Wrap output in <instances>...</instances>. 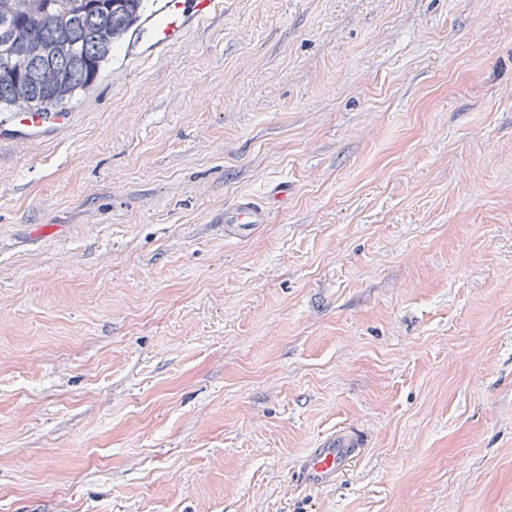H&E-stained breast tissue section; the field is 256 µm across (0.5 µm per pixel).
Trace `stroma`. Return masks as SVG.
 Here are the masks:
<instances>
[{"label": "stroma", "instance_id": "stroma-1", "mask_svg": "<svg viewBox=\"0 0 512 512\" xmlns=\"http://www.w3.org/2000/svg\"><path fill=\"white\" fill-rule=\"evenodd\" d=\"M66 109L0 141V512H512V0H223ZM268 219V208L251 198L244 197L224 207V231L233 235H247L257 224H266ZM360 443L347 430L322 439L303 458L300 473L303 481L314 488L332 485L359 454Z\"/></svg>", "mask_w": 512, "mask_h": 512}]
</instances>
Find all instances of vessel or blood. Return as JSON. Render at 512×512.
Instances as JSON below:
<instances>
[{"label": "vessel or blood", "mask_w": 512, "mask_h": 512, "mask_svg": "<svg viewBox=\"0 0 512 512\" xmlns=\"http://www.w3.org/2000/svg\"><path fill=\"white\" fill-rule=\"evenodd\" d=\"M219 0H155L152 10L132 27L126 40L128 56L159 55L182 40L193 26L209 18ZM68 118L64 112L28 113L29 136L38 141L61 130ZM269 210L244 197L224 209V229L244 236L267 223ZM360 444L347 430L322 439L310 449L300 465L303 481L314 488L332 485L359 454Z\"/></svg>", "instance_id": "vessel-or-blood-1"}]
</instances>
